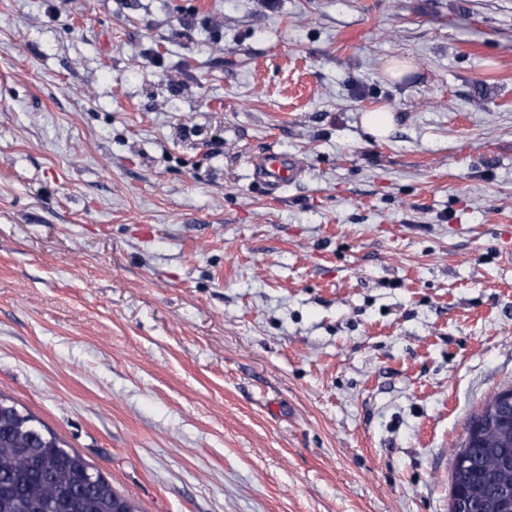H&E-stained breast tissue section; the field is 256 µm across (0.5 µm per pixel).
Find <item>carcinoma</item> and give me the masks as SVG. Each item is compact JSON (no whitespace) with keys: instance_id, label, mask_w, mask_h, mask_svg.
Returning <instances> with one entry per match:
<instances>
[{"instance_id":"carcinoma-1","label":"carcinoma","mask_w":512,"mask_h":512,"mask_svg":"<svg viewBox=\"0 0 512 512\" xmlns=\"http://www.w3.org/2000/svg\"><path fill=\"white\" fill-rule=\"evenodd\" d=\"M471 422L478 432L454 449L450 490L472 507L512 512V405L494 395ZM0 512H139L41 421L0 396Z\"/></svg>"}]
</instances>
